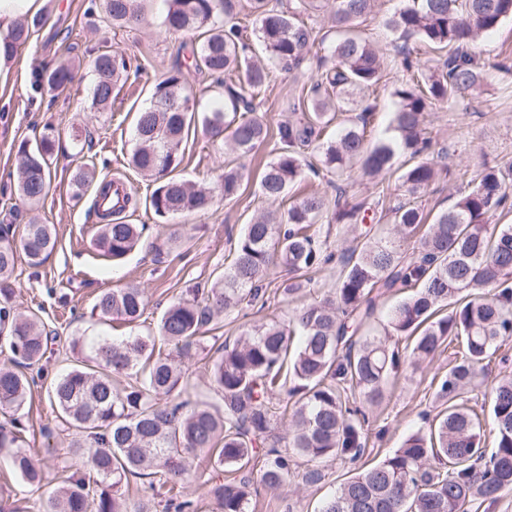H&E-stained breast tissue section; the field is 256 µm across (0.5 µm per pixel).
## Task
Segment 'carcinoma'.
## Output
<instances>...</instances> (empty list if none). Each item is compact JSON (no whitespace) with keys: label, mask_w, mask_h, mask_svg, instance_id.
Wrapping results in <instances>:
<instances>
[{"label":"carcinoma","mask_w":512,"mask_h":512,"mask_svg":"<svg viewBox=\"0 0 512 512\" xmlns=\"http://www.w3.org/2000/svg\"><path fill=\"white\" fill-rule=\"evenodd\" d=\"M372 2L331 0L333 21L346 35L329 50L330 64L311 84L292 90L294 109L302 117L273 130L253 104L266 91L271 70L249 51L240 24L232 20V0H166L165 31L202 35L191 51V66L224 78L229 104L199 112L179 69L155 81L138 112L130 156L132 167L157 184L149 199L155 215L205 212L216 197L231 199L239 192L242 174L229 164L208 188L173 175L183 161L185 134L199 114L205 133L225 140L241 156L272 145L275 158L257 183L260 195L271 202L286 197L303 167H313L306 159L311 146L323 167L339 176L357 162L362 175L375 178L391 168L397 152L408 153L411 164L400 176L403 199L385 209L397 237L354 248L336 288L291 318L254 325L224 341L210 367L214 403L177 394L184 362L201 348L204 327L221 312L266 304L265 280L274 259L299 278L334 261L335 254L326 252L309 230L324 218L336 224L365 220L361 212L367 202L344 201L343 185H336L333 198L311 193L279 218L263 214L244 226L222 276L188 289L163 312L158 333L175 354L155 355L154 341L142 336L75 338L73 349L89 353L56 378L49 399L74 430L68 448L85 457L86 472L61 467L60 484L40 499V512H153L149 497L129 504L130 477L150 490L165 489L166 509L195 512L181 480L200 451L206 452L208 466L226 472L207 481V494L221 512H249V465L258 457L263 459L260 483L272 492L292 478L305 486L322 483L328 462L353 465L322 512H469L476 501L494 504L512 492V376L495 379L491 387L492 448L482 441L480 419L468 405L470 389L512 336V225L488 222L509 198L502 168H487L473 188L429 224L417 203L436 177L426 157L432 147L427 112L436 102L455 103L480 83L483 68L470 48L512 19V0H407L386 20L402 39L397 54L411 76L395 91V136L368 150L366 128L377 109L373 87L385 59L352 31L371 13ZM323 7V0H288L286 5L246 0L242 9L258 23L261 53L272 65L293 69L305 60L313 38L300 18ZM103 9L114 28L143 21L140 0H103ZM44 22L37 15L17 24L4 37L5 54L15 57ZM412 39L446 57L435 68L426 66L412 57ZM91 67L97 81L90 108L102 112L111 105L117 83L127 77L129 64L123 55L104 51ZM76 69L75 62L63 59L52 70L35 73V86L61 94L72 85ZM342 112L356 116L338 128L335 139L322 140ZM59 144L55 129L46 126L34 144L23 141L18 147L15 193L31 208L49 190ZM109 194L112 208L93 204L103 220L95 246L120 260L135 247L141 230L118 217L130 204L128 193L102 184L98 196ZM412 238V251L402 249ZM55 246L50 224L32 219L19 236L12 225H0V324L8 330L10 350L0 365V415L9 417L8 425L0 424V450L10 451L13 471L35 491L42 488L45 473L27 450L19 412L34 381L28 371L42 369L49 336L37 314L15 311L11 280L19 253L38 267ZM391 292L408 296L391 312L386 338L359 335L376 298ZM147 304L145 289L130 284L101 292L94 310L105 321L133 324ZM403 338L413 339L408 357L415 361L431 360L443 345L458 344L459 355L437 383L446 407L429 429L412 432L400 447L365 465L363 408L382 401L388 378L405 362L399 350ZM277 400L293 406L283 436L274 433Z\"/></svg>","instance_id":"carcinoma-1"}]
</instances>
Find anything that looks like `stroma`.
<instances>
[{
	"instance_id": "1",
	"label": "stroma",
	"mask_w": 512,
	"mask_h": 512,
	"mask_svg": "<svg viewBox=\"0 0 512 512\" xmlns=\"http://www.w3.org/2000/svg\"><path fill=\"white\" fill-rule=\"evenodd\" d=\"M100 3L101 0H43L45 25L32 31L12 61L10 80L0 85V219L6 218L9 210L24 208L11 192L17 179L19 144L34 141L49 124L66 146L65 154L52 165L47 197L32 211L40 223L55 225L57 247L36 268L29 266L25 258H18L13 284L17 311L39 313L54 336L42 361L46 374L33 386L23 409L27 442L36 463L54 458L73 468L83 467L84 462L69 458L68 434L47 394L54 375L67 366L65 354L71 338L151 336L158 348H165L157 330L165 309L186 288L216 280L222 274L232 241L238 238L243 225L259 213L286 212L290 203L311 191L334 195L338 182L356 201L369 202L382 194L373 182L361 179L354 168L340 177L329 174L318 178L304 173L285 200L266 201L257 191L256 179L262 165L272 158L270 147L264 145L255 153L240 157L198 131L189 133L184 140V159L177 176L208 185L225 165L231 164L244 173L239 194L232 199H216L204 213L169 219L156 216L149 206L155 188L152 178L128 163L137 112L148 99L156 78L175 69L181 70L189 94L204 104L222 101L224 89L216 79L186 68L185 45L192 36L165 32L160 0H143L142 25L117 29L106 23ZM403 5V0H375L372 12L357 27L388 61L378 89L379 109L369 126L375 140L387 136L396 109L394 91L406 79L393 49L396 36L384 24ZM307 24L316 37L307 61L302 68L290 72L273 68L269 88L257 104L258 113L270 124L292 118L289 89L310 85L328 55L329 45L340 36L329 11L316 12ZM104 50L123 54L131 72L126 83L116 87L111 109L96 112L89 108L96 76L88 63ZM474 52L487 65L480 92L465 97L455 110L440 105L428 115L433 150L439 155L437 177L418 200L428 213L447 209L460 192L479 180L485 167L512 161V19L504 21L496 32L481 37ZM67 54L81 63L69 95L54 99L36 92L32 87L33 72L52 68ZM87 165L95 167L98 177L124 182L137 201L134 208L126 211L125 220L142 225L143 230L136 248L123 259L104 257L93 246L98 226L93 210L96 189L91 186L78 192L71 184L75 169ZM400 194L399 183L393 179L382 195L391 205ZM315 229L320 242L337 255L362 242L364 235L380 238L395 234L391 223L384 219L351 225L322 222ZM340 269L337 262L324 266L293 299L274 294L262 310L251 309L247 314L213 322L205 331V351L185 363L193 391L208 394V366L225 337L238 335L246 326L288 319L302 304L332 291ZM130 283L144 288L149 299L135 325L102 321L93 315L92 307L101 291ZM451 358V352L446 350L429 362H407L391 375L382 402L366 411L369 460H380L399 447L411 430L421 426L422 415L442 410L435 389ZM327 472L326 480L313 487L291 483L275 493L258 489L250 512H318L321 503L335 494L347 469L335 463Z\"/></svg>"
}]
</instances>
